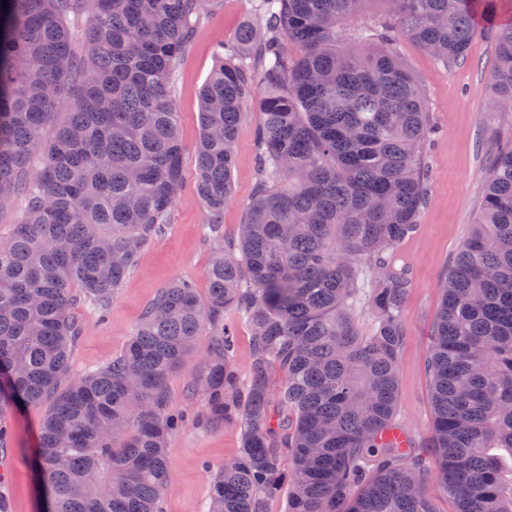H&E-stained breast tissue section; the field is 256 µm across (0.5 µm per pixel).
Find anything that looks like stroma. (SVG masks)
<instances>
[{"label":"stroma","mask_w":512,"mask_h":512,"mask_svg":"<svg viewBox=\"0 0 512 512\" xmlns=\"http://www.w3.org/2000/svg\"><path fill=\"white\" fill-rule=\"evenodd\" d=\"M258 21L255 0H218L198 26L175 78L178 126L186 148L182 158L186 187L174 204L170 223L142 250L108 308L99 309L84 299L71 306L80 334L71 349L67 378L103 368L119 355L146 306L172 279L192 281L199 297L207 298L206 272L213 243L203 235L207 212L192 188L194 147L201 131L199 92L216 64V43ZM397 50L426 94L433 129L425 153L427 204L420 214L419 231L403 246V260L413 284L404 312L409 339L398 363L397 422L412 446L421 447L430 438L434 416L425 364L430 330L441 302L439 278L475 222L487 162L499 144L512 139V124L501 121L494 110V44L484 22L476 24L467 61L451 67L406 39L399 42ZM258 120L257 112L246 108L235 147L233 199L224 208V242L228 245L237 239L256 184ZM208 342V337H200L183 370L168 379L166 391L172 410L202 411L201 399L190 398L187 387L191 375L203 369L201 359ZM47 410L42 404L14 409L4 416L9 444L7 451L0 453V493L8 512H40L34 455ZM241 446L242 430L235 421L217 429L192 421L173 433L168 440L172 476L163 491V512H206L212 474L236 459Z\"/></svg>","instance_id":"1"}]
</instances>
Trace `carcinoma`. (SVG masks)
I'll return each instance as SVG.
<instances>
[{
  "label": "carcinoma",
  "instance_id": "carcinoma-1",
  "mask_svg": "<svg viewBox=\"0 0 512 512\" xmlns=\"http://www.w3.org/2000/svg\"><path fill=\"white\" fill-rule=\"evenodd\" d=\"M6 2L0 186L25 209L0 241V373L10 374L0 415L49 403L36 455L45 512H162L168 437L185 420L166 383L204 335L190 394L203 396L207 425L243 426L207 512H267L285 490L287 512H436V481L457 512H512V141L491 157L477 220L440 276L429 444L392 437L411 288L399 261L428 197L430 112L397 43L455 65L483 13L494 111L512 120L502 110L512 23H497L494 0H258L259 26L219 42L200 93L194 190L218 244L207 302L192 282L171 281L123 351L63 389L79 334L73 287L108 303L185 188L176 68L218 0ZM369 4L385 6L383 18L360 20ZM82 16L80 53L70 22ZM245 51L250 64L237 60ZM250 100L258 177L227 251L224 206ZM229 310L251 326L243 376Z\"/></svg>",
  "mask_w": 512,
  "mask_h": 512
}]
</instances>
